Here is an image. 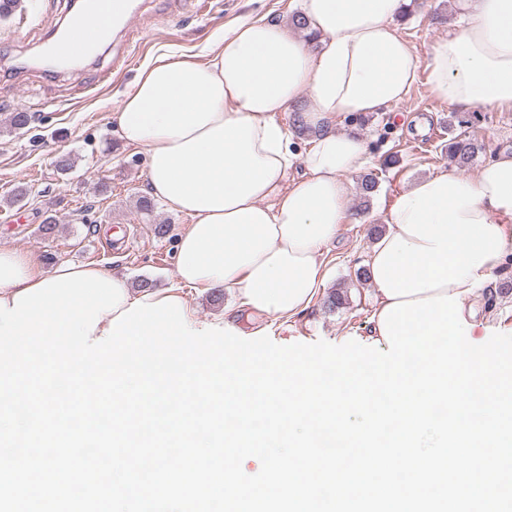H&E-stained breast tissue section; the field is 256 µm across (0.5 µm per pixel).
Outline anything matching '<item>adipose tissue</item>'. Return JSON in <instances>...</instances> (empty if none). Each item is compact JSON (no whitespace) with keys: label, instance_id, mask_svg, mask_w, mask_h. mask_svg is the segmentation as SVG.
<instances>
[{"label":"adipose tissue","instance_id":"1","mask_svg":"<svg viewBox=\"0 0 512 512\" xmlns=\"http://www.w3.org/2000/svg\"><path fill=\"white\" fill-rule=\"evenodd\" d=\"M406 0H296L306 36L268 16L225 29L204 55L158 50L111 116L125 146L147 153L146 192L188 217L177 244L176 287L131 289L125 299L159 302L222 288L255 318L289 320L323 281L320 257L347 220L350 176L369 162L362 118L402 101L418 78L415 48L397 15ZM460 25L430 47L427 83L452 108L512 111V0H459ZM294 111L313 146L291 148V128L274 116ZM294 125V126H295ZM298 177H291L294 166ZM469 186L483 197L470 218L502 226L512 218V152L481 166ZM0 248V299L74 272ZM118 310L103 313L102 337Z\"/></svg>","mask_w":512,"mask_h":512}]
</instances>
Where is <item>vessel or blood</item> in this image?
Segmentation results:
<instances>
[{"label": "vessel or blood", "instance_id": "b4317fda", "mask_svg": "<svg viewBox=\"0 0 512 512\" xmlns=\"http://www.w3.org/2000/svg\"><path fill=\"white\" fill-rule=\"evenodd\" d=\"M137 16L134 0H82L79 10L71 17L69 27L47 48L57 62L81 57L84 45L78 39L86 19H94L101 34H108L115 27H123L126 35H133L132 21Z\"/></svg>", "mask_w": 512, "mask_h": 512}]
</instances>
